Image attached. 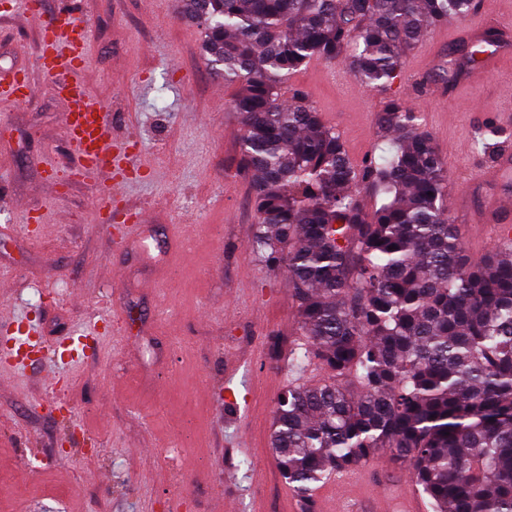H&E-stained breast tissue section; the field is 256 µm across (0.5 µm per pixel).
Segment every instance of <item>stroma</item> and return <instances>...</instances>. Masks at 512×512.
Masks as SVG:
<instances>
[{
  "label": "stroma",
  "instance_id": "1",
  "mask_svg": "<svg viewBox=\"0 0 512 512\" xmlns=\"http://www.w3.org/2000/svg\"><path fill=\"white\" fill-rule=\"evenodd\" d=\"M73 9L89 30L83 73L112 116L126 186L102 209V180L72 177L55 80L33 72L35 95L0 99V339L36 327L46 351L94 328L95 353L0 361V512H289L293 493L271 448L275 410L291 384L316 385L318 360L292 369L306 344L281 264L251 246L257 213L241 165L242 126L203 50L204 27L183 0H44ZM0 24V68L32 65L38 22L24 0ZM485 27L502 36L494 77L457 74L440 99L432 78L448 62L406 66L392 96L420 117L448 177L495 170L512 154V0H487ZM340 62L311 60L289 87L305 92L354 165L387 155L379 92L334 78ZM488 128L494 150L475 148ZM458 224L470 258L498 242L487 202L512 193L493 180L468 188ZM146 214V250H120L114 226ZM41 216L38 224L25 213Z\"/></svg>",
  "mask_w": 512,
  "mask_h": 512
}]
</instances>
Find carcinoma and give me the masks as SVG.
Here are the masks:
<instances>
[{"label":"carcinoma","instance_id":"carcinoma-1","mask_svg":"<svg viewBox=\"0 0 512 512\" xmlns=\"http://www.w3.org/2000/svg\"><path fill=\"white\" fill-rule=\"evenodd\" d=\"M243 127L258 230L285 261L310 357L330 372L290 385L271 445L305 503L337 470L408 463L433 512H512V239L474 262L448 213V175L416 113L387 99L395 150L357 169L288 76L344 60L384 91L427 31L475 0H188ZM381 199L371 210L360 195Z\"/></svg>","mask_w":512,"mask_h":512}]
</instances>
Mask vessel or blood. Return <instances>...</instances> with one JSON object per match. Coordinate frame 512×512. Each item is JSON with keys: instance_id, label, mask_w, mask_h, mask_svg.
<instances>
[{"instance_id": "1", "label": "vessel or blood", "mask_w": 512, "mask_h": 512, "mask_svg": "<svg viewBox=\"0 0 512 512\" xmlns=\"http://www.w3.org/2000/svg\"><path fill=\"white\" fill-rule=\"evenodd\" d=\"M28 15L41 21L35 67L55 79L72 143L80 159L79 173L111 172L116 158L108 112L92 97L80 75L87 66V33L66 9L45 14L42 0H27ZM33 94L30 72L24 69L0 75V99L26 101ZM497 239L512 238V200L504 198L491 218ZM377 470L368 464L337 471L316 498L324 512H426L424 499L405 475L378 483Z\"/></svg>"}]
</instances>
